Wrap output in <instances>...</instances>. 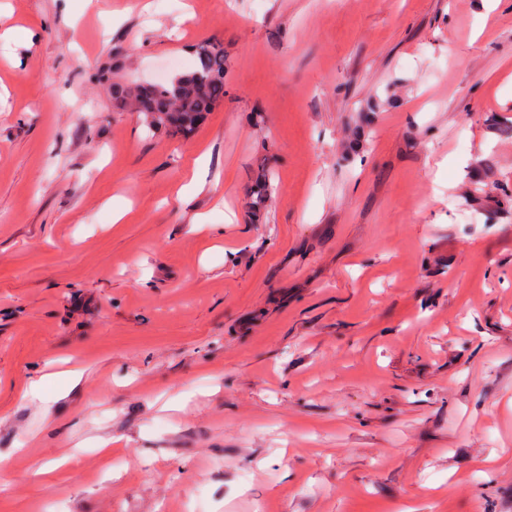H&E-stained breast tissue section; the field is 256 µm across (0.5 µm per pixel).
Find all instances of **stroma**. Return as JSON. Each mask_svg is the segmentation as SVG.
<instances>
[{
    "label": "stroma",
    "instance_id": "stroma-1",
    "mask_svg": "<svg viewBox=\"0 0 512 512\" xmlns=\"http://www.w3.org/2000/svg\"><path fill=\"white\" fill-rule=\"evenodd\" d=\"M208 42L190 138L113 109ZM198 490L512 512V0H0V512Z\"/></svg>",
    "mask_w": 512,
    "mask_h": 512
}]
</instances>
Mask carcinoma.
Wrapping results in <instances>:
<instances>
[{
    "instance_id": "carcinoma-1",
    "label": "carcinoma",
    "mask_w": 512,
    "mask_h": 512,
    "mask_svg": "<svg viewBox=\"0 0 512 512\" xmlns=\"http://www.w3.org/2000/svg\"><path fill=\"white\" fill-rule=\"evenodd\" d=\"M195 56L193 71L165 84L135 87L121 82L112 84L114 106L138 113L151 131L164 127L174 135L189 136L204 115L223 102L226 95L224 47L217 43L201 44ZM272 190V175L266 170L255 182L257 209L268 206Z\"/></svg>"
}]
</instances>
